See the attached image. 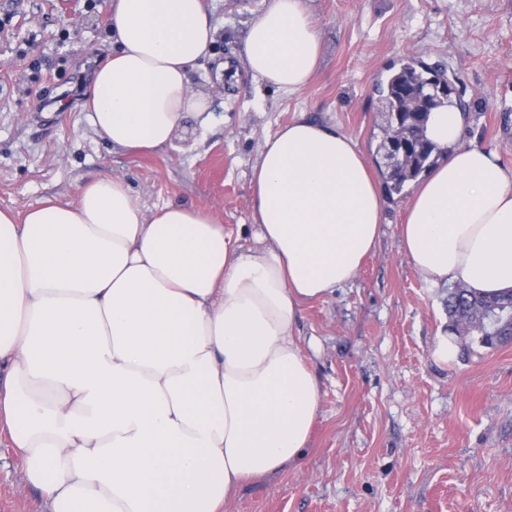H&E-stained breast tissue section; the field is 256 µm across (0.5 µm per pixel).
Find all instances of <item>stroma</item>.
Wrapping results in <instances>:
<instances>
[{
	"label": "stroma",
	"mask_w": 512,
	"mask_h": 512,
	"mask_svg": "<svg viewBox=\"0 0 512 512\" xmlns=\"http://www.w3.org/2000/svg\"><path fill=\"white\" fill-rule=\"evenodd\" d=\"M267 2L205 0L217 36L190 79L208 94L210 119L187 118L171 146L130 154L86 118L112 41L108 0H0V19L13 16L0 29V209L72 202L113 175L148 211L213 208L251 247L264 139L302 117L374 155V88L406 58L456 79L465 142L512 169V0H306L322 57L297 93L262 86L244 66L247 28ZM409 199L386 200L356 279L306 304L297 323L321 392L302 458L243 483L224 512H512V343L484 348L449 334L447 285L425 283L400 247ZM0 512H48L4 441Z\"/></svg>",
	"instance_id": "35a3bbf8"
}]
</instances>
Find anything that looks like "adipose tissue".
Instances as JSON below:
<instances>
[{"instance_id":"obj_1","label":"adipose tissue","mask_w":512,"mask_h":512,"mask_svg":"<svg viewBox=\"0 0 512 512\" xmlns=\"http://www.w3.org/2000/svg\"><path fill=\"white\" fill-rule=\"evenodd\" d=\"M112 51L87 102L129 153L171 144L210 101L189 73L210 55L205 0H110ZM304 0H268L244 63L303 90L320 59ZM466 113H431L448 155L416 187L402 249L431 285L512 289V170L462 141ZM254 241L212 210L145 214L120 178L23 220L0 209V431L49 512H224L246 480L300 459L320 389L295 334L304 303L351 283L383 197L358 143L299 118L265 138L251 179Z\"/></svg>"}]
</instances>
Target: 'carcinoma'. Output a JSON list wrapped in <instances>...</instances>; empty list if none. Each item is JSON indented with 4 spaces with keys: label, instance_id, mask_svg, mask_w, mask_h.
I'll list each match as a JSON object with an SVG mask.
<instances>
[{
    "label": "carcinoma",
    "instance_id": "carcinoma-1",
    "mask_svg": "<svg viewBox=\"0 0 512 512\" xmlns=\"http://www.w3.org/2000/svg\"><path fill=\"white\" fill-rule=\"evenodd\" d=\"M445 74L422 62L403 63L389 77L387 89L381 92L377 112L381 138L377 145V156L386 171L385 188L388 195H400L407 182L416 179L430 168L442 155V151L426 135L429 113L420 112L415 117L408 116V104L416 92L426 94L444 81ZM402 135L412 142V148L394 160L392 141ZM512 309V291L507 294L477 295L470 289L457 284L448 289L449 331H458L459 323L467 326L469 339L483 347L497 342H506L512 335L509 323L490 325V313Z\"/></svg>",
    "mask_w": 512,
    "mask_h": 512
}]
</instances>
